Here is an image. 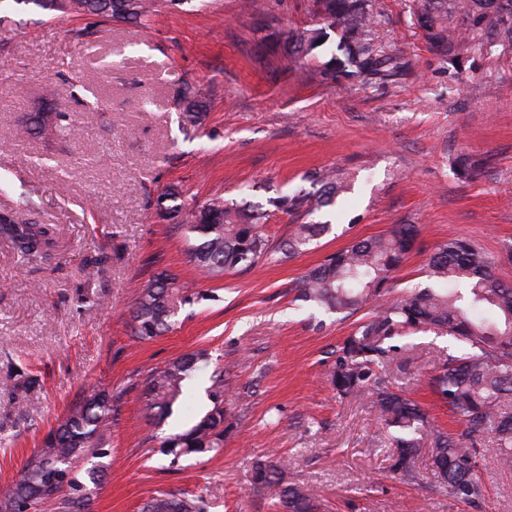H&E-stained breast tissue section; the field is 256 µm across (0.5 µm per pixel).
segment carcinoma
I'll return each instance as SVG.
<instances>
[{
  "instance_id": "1",
  "label": "carcinoma",
  "mask_w": 512,
  "mask_h": 512,
  "mask_svg": "<svg viewBox=\"0 0 512 512\" xmlns=\"http://www.w3.org/2000/svg\"><path fill=\"white\" fill-rule=\"evenodd\" d=\"M43 11L62 14H91L111 22L141 21L153 13L155 0H15ZM324 27L295 32L286 38L288 52L303 60L327 42L329 31L340 33L338 47L345 60L361 73L381 80L398 74L401 66L389 58L379 59L367 39L371 21L368 0H316ZM417 25L432 48L458 52L465 44L448 27V17L461 16L474 36L491 33L512 43V0H413ZM207 99L202 86L182 93L181 124L197 128L203 120ZM42 110L29 114L16 130L22 137L47 121L54 97L46 95ZM321 183L313 195L294 193L274 206L287 213H312L336 203L344 181L333 174H315ZM163 200L169 218L180 219L188 243L190 261L207 279H220L230 271L247 269L267 258L269 238L265 214L256 207L229 206L216 196L204 204L189 206L182 194L170 189ZM326 224H301L281 246L291 258L301 247L319 238ZM0 232L8 235L18 253L44 257L55 247L48 224H37L20 210H0ZM418 236L414 224H397L388 233L358 241L327 255L299 282V298L329 312L351 317L373 302L377 312L355 325L336 349L331 383L342 397L366 398L371 408L391 430L394 471L408 481L420 477L419 458L423 439L431 444L433 487L469 504L483 496L477 473L478 440L486 434L496 442L499 466L512 470V407L504 398L512 395V285L495 273L493 263L470 241L452 239L438 247L427 268L428 285L399 298L381 301L388 292L392 274L413 249ZM196 295L179 275L164 269L152 275L141 288L131 316L135 340L144 342L168 332L180 309ZM433 331L458 343V349L434 364L429 378L431 392L463 423L464 430L450 433L429 418L427 412L388 385L383 374L396 360L399 346L393 341L410 333ZM198 357L186 356L153 372L144 389L145 410L161 421L171 414L184 382ZM211 409L187 431L168 438L164 445L180 457L198 453H219L224 446V371L210 376ZM112 424V392L91 389L45 437L21 476L0 494V512H25L43 501L58 502L60 512H82L85 499L72 464L95 448L104 450ZM284 459L259 461L253 484L276 500L282 512H313L317 494L307 486L283 483ZM140 512H206L199 497H176L159 493L150 497Z\"/></svg>"
}]
</instances>
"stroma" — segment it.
Listing matches in <instances>:
<instances>
[{
	"mask_svg": "<svg viewBox=\"0 0 512 512\" xmlns=\"http://www.w3.org/2000/svg\"><path fill=\"white\" fill-rule=\"evenodd\" d=\"M159 0L145 24L105 29L99 17L24 9L0 0V210L24 208L51 225L45 258L21 257L0 235V492L68 408L91 386L111 390L105 457L88 453L75 472L90 512H138L156 492L201 496L207 512H280L251 482L257 461L284 457L289 484L317 487L319 512H512V471L498 466L492 436L477 457L483 499L469 505L390 470V434L369 403L339 397L328 375L352 319L299 301L298 281L327 255L388 232L418 227L415 250L394 275L393 293L426 286L425 264L463 236L512 284V44L475 39L441 55L425 41L412 0H369L375 53L402 65L378 80L361 73L325 81L329 48L297 69L288 32L321 26L314 0ZM211 91L201 128L183 133L179 93ZM56 89L70 131L13 137ZM468 156L470 178L455 162ZM341 173L336 207L314 214L330 230L292 259L279 247L305 216L276 210L307 175ZM176 188L202 203L220 195L262 205L270 256L201 279L159 196ZM101 260L94 279L83 271ZM196 282L199 299L173 329L137 343L130 307L156 269ZM403 362L389 380L428 405L444 427L462 425L433 405L429 369L451 340L433 332L398 339ZM194 353L192 374L162 422L146 415L149 375ZM230 367L224 448L171 464L166 438L211 408L215 367ZM98 468L96 481L87 472Z\"/></svg>",
	"mask_w": 512,
	"mask_h": 512,
	"instance_id": "1",
	"label": "stroma"
}]
</instances>
